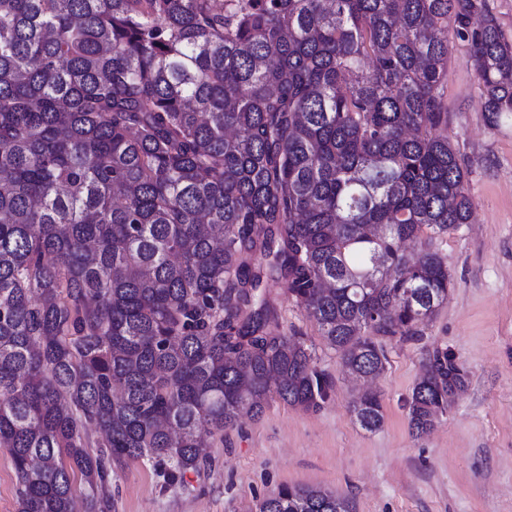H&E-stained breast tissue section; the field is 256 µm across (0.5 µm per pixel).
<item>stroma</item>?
<instances>
[{
    "instance_id": "35a3bbf8",
    "label": "stroma",
    "mask_w": 512,
    "mask_h": 512,
    "mask_svg": "<svg viewBox=\"0 0 512 512\" xmlns=\"http://www.w3.org/2000/svg\"><path fill=\"white\" fill-rule=\"evenodd\" d=\"M448 136L467 170L472 223L432 239L451 278L448 299L419 341H391L389 364L369 381L384 425L362 429L350 407L360 389L317 324L276 284L280 329L303 336L334 381L320 409L270 398L258 416L208 438L199 468L170 479L154 462L114 468L112 512H256L284 485L349 499L354 512H512V119L489 125L468 44L447 29ZM465 369L459 393L427 435L408 428L407 402L428 349Z\"/></svg>"
}]
</instances>
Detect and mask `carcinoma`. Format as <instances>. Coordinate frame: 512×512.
Segmentation results:
<instances>
[{
	"instance_id": "1",
	"label": "carcinoma",
	"mask_w": 512,
	"mask_h": 512,
	"mask_svg": "<svg viewBox=\"0 0 512 512\" xmlns=\"http://www.w3.org/2000/svg\"><path fill=\"white\" fill-rule=\"evenodd\" d=\"M453 21L491 124L512 41L488 0H0V447L17 512H112V466L195 470L205 436L334 382L280 331V285L357 378L448 297L408 241L470 222L448 139ZM382 227L373 234L366 226ZM428 352V434L464 391ZM369 432L380 395L351 406ZM98 434L92 440L91 433ZM257 512H352L283 486Z\"/></svg>"
}]
</instances>
